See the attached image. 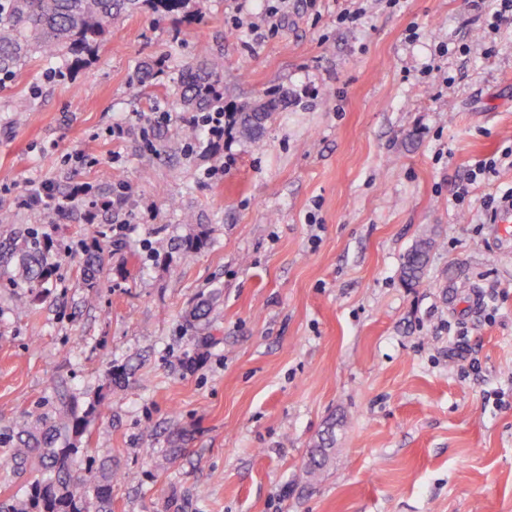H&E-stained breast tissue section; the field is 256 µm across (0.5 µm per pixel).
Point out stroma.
Instances as JSON below:
<instances>
[{
    "label": "stroma",
    "mask_w": 512,
    "mask_h": 512,
    "mask_svg": "<svg viewBox=\"0 0 512 512\" xmlns=\"http://www.w3.org/2000/svg\"><path fill=\"white\" fill-rule=\"evenodd\" d=\"M274 4L124 14L70 79L37 54L0 89V241L40 226L60 254L32 306L0 286V427L48 411L56 380L100 402L77 466L117 470L112 512H512V227L478 207L512 188V166L469 185L471 209L452 203L512 147V26L484 56L469 0H368L355 27L337 20L349 0H288L276 35L236 25ZM204 49L224 60L225 105L280 99L259 141L190 155L176 139L173 80ZM150 59L161 84L133 83ZM148 112L170 119L145 136ZM41 180L90 199L57 216L18 205ZM118 221L135 230L116 248ZM200 230L193 263L146 260L143 243ZM427 233L406 287L402 257ZM90 238L107 252L93 289ZM328 436L336 459L308 485L306 453ZM434 246V239L425 236L419 238L406 252L401 266V280L407 286L413 287L420 283ZM82 279L87 288H96L104 268L105 248L97 241L85 244L82 249Z\"/></svg>",
    "instance_id": "obj_1"
}]
</instances>
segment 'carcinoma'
<instances>
[{"instance_id": "cac0c4a2", "label": "carcinoma", "mask_w": 512, "mask_h": 512, "mask_svg": "<svg viewBox=\"0 0 512 512\" xmlns=\"http://www.w3.org/2000/svg\"><path fill=\"white\" fill-rule=\"evenodd\" d=\"M149 7L160 17L185 13L198 4L192 0H0V84L12 78L32 52L57 57L66 70L82 66L102 44L112 20ZM224 63L220 58L199 57L186 62L176 84L186 112L224 111ZM243 103L229 114L230 124L248 140L259 138L273 118L278 103L263 102V111L243 120ZM206 235H190L175 246L185 264L205 247ZM434 239L419 238L403 257L401 280L415 286L423 278L434 249ZM82 279L94 288L104 268L105 248L97 241L83 246ZM53 241L30 227L7 244H0V280L19 289V304L44 297L56 269ZM98 416L96 406L79 405L74 395L57 396L50 415L40 416L30 427H0V447L11 448V460L22 469L32 462L38 475L22 498L0 501V512H112V484L118 473L104 463L84 476L75 474L79 440ZM323 453H308L305 473L317 482L327 470L332 449L322 441Z\"/></svg>"}]
</instances>
